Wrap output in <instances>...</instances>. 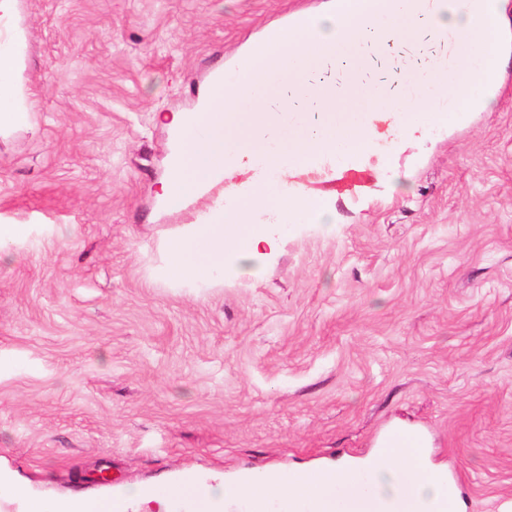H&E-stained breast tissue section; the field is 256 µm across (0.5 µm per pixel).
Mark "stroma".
Instances as JSON below:
<instances>
[{
	"instance_id": "35a3bbf8",
	"label": "stroma",
	"mask_w": 512,
	"mask_h": 512,
	"mask_svg": "<svg viewBox=\"0 0 512 512\" xmlns=\"http://www.w3.org/2000/svg\"><path fill=\"white\" fill-rule=\"evenodd\" d=\"M323 0H20L26 121L0 127V479L110 496L186 476L367 460L392 425L456 463L458 512H512V74L494 111L384 150L294 165L325 224L270 225L223 279L167 273L169 240L264 180L241 162L172 209L178 131L249 40ZM107 470L103 484L94 476Z\"/></svg>"
}]
</instances>
